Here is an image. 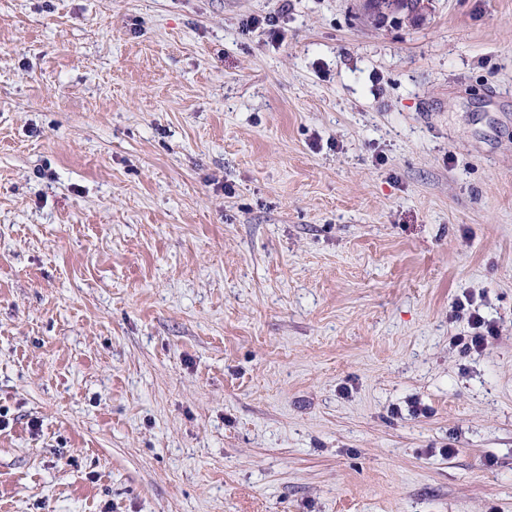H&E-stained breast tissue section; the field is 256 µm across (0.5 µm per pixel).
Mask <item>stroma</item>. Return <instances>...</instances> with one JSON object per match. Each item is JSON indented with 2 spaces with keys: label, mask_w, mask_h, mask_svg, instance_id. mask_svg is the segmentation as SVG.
Here are the masks:
<instances>
[{
  "label": "stroma",
  "mask_w": 512,
  "mask_h": 512,
  "mask_svg": "<svg viewBox=\"0 0 512 512\" xmlns=\"http://www.w3.org/2000/svg\"><path fill=\"white\" fill-rule=\"evenodd\" d=\"M0 512H512V0H0ZM380 12L384 14L387 19L393 18L397 20L407 21L412 24H419L426 19V4L428 1H412L409 3L410 10L403 9L401 0H380ZM468 325L471 330L468 335L453 337V344L464 354L482 352L486 348L488 338L498 332V327L486 320L476 309L469 313Z\"/></svg>",
  "instance_id": "stroma-1"
}]
</instances>
